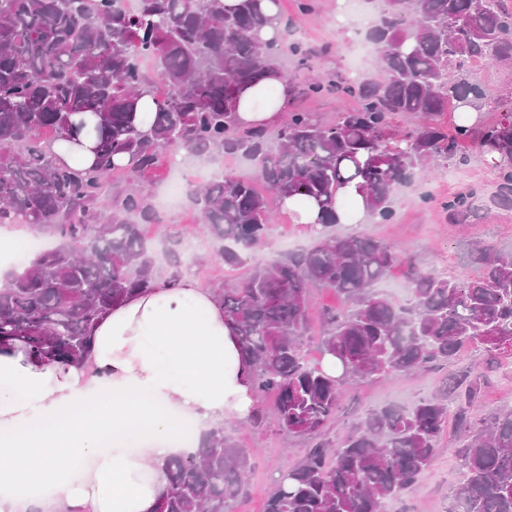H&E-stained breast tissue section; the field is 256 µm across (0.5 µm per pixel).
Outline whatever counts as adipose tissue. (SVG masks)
I'll return each instance as SVG.
<instances>
[{
	"label": "adipose tissue",
	"instance_id": "obj_1",
	"mask_svg": "<svg viewBox=\"0 0 512 512\" xmlns=\"http://www.w3.org/2000/svg\"><path fill=\"white\" fill-rule=\"evenodd\" d=\"M268 88L275 103L256 107ZM287 97L269 72L242 91L236 118L276 124ZM91 336L81 364L0 345V512H156L166 459L192 451L183 423L202 437L257 409L224 308L192 274L129 296Z\"/></svg>",
	"mask_w": 512,
	"mask_h": 512
}]
</instances>
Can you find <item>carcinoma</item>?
<instances>
[{
  "instance_id": "obj_1",
  "label": "carcinoma",
  "mask_w": 512,
  "mask_h": 512,
  "mask_svg": "<svg viewBox=\"0 0 512 512\" xmlns=\"http://www.w3.org/2000/svg\"><path fill=\"white\" fill-rule=\"evenodd\" d=\"M273 22L265 0H0V223L18 215L62 245L38 255L0 288V343L22 340L61 364L82 362L91 326L129 295L153 287L156 274L143 226L162 223L136 182L163 152L180 148L211 159L252 161L253 178L226 173L186 194L210 237L225 243L219 258L237 267L268 244L270 200L313 199L323 231L288 258L253 267L235 283L213 286L224 318L252 367L255 398H272L283 430L317 438L336 417L346 384L391 372L453 363L466 346L512 351V252L475 251L478 274L455 279L423 267L395 244L363 231L332 234L340 192L354 187L382 223L395 214L398 189L418 170L467 162L468 151L496 152L503 163L499 200L512 198V93L494 98L506 113L481 127L439 117L453 104L481 108L485 90L469 80L475 59L512 61V12L504 0H384L366 37L380 73L358 82L315 75L306 92L357 100L323 123L288 113L271 132L235 118L241 89L261 82L288 40L259 33ZM142 57L153 59L155 76ZM171 90L157 99L156 81ZM153 118L138 119L144 94ZM419 122L397 128L396 114ZM94 142L96 162L76 168L54 160L49 140ZM127 156L122 167L115 157ZM129 186L109 194L112 174ZM444 208L458 217L467 195ZM397 267L406 294L378 288ZM312 288L343 302L324 313L321 351L342 367L336 377L303 355ZM462 477L451 512H512V407L474 418V382H455ZM448 424L447 398L367 413L338 446L318 442L286 467L265 512H385L431 466ZM250 456L215 428L196 452L165 463L170 489L157 512H233L245 488Z\"/></svg>"
}]
</instances>
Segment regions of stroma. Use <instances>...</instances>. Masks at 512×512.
Wrapping results in <instances>:
<instances>
[{"mask_svg": "<svg viewBox=\"0 0 512 512\" xmlns=\"http://www.w3.org/2000/svg\"><path fill=\"white\" fill-rule=\"evenodd\" d=\"M301 0H280L294 37L314 54L307 68L291 70L290 94L284 111L302 109L322 120L334 119L341 108H354L349 97L329 94L307 97L302 88L309 73L322 77H347L348 62L355 49L347 30L336 22V0H308L309 11H302ZM497 169L480 152L470 153L465 165L456 167L454 179L444 181L438 172H422L415 182L397 193L395 215L389 223L363 222L368 233L396 243L424 265L449 276L466 278L476 274L472 261L475 248L485 245L502 252L512 251V207L499 208L481 202L472 217L464 222L452 218L443 208L444 201L477 187L492 192ZM166 223L151 224L144 229V241L160 276H169L168 250L178 246L183 266L191 268L205 286L241 278L250 267L278 256L311 246V238L297 226L272 224L267 247L248 253L241 268L224 267L217 259L219 246L208 236L189 200L166 210ZM512 356L484 347L464 349L452 366L439 365L411 373H392L378 379L348 384L347 392L335 420L323 439L338 444L365 410L390 404L411 405L417 398L444 392L464 371L482 377L477 406L481 412L512 406V373L504 366ZM224 433L252 456V468L246 493L234 506L235 512H263L266 500L281 470L288 462L303 458L313 442L282 431L273 416H266L261 426L252 420L228 418ZM456 421H449L441 450L431 468L415 488L389 503L390 512H450L453 490L461 471V460L454 449L458 445Z\"/></svg>", "mask_w": 512, "mask_h": 512, "instance_id": "35a3bbf8", "label": "stroma"}]
</instances>
